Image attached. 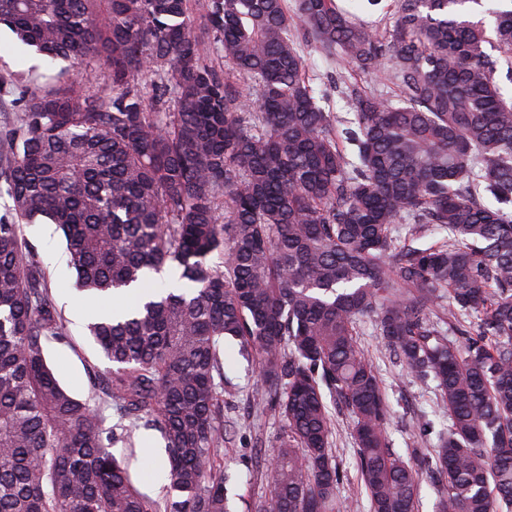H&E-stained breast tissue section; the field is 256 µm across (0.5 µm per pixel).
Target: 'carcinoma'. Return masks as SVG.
<instances>
[{"label":"carcinoma","mask_w":512,"mask_h":512,"mask_svg":"<svg viewBox=\"0 0 512 512\" xmlns=\"http://www.w3.org/2000/svg\"><path fill=\"white\" fill-rule=\"evenodd\" d=\"M395 0L393 26L336 0H0L31 56L82 70L15 96L0 135V512H227L221 348L257 356L285 425L255 512H330L329 406L352 420L369 512H512V0ZM398 101L347 84L322 105L299 38ZM101 79L112 96L90 91ZM352 146L348 154L346 146ZM67 242L75 287L126 292L87 324L110 376L78 398L49 366L66 329L17 221ZM406 226V235L394 225ZM433 233L441 240L414 247ZM370 320L448 428L433 459L389 448L357 343ZM159 432L164 502L114 455Z\"/></svg>","instance_id":"1"}]
</instances>
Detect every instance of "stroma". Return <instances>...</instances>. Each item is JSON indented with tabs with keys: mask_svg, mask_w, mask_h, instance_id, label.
<instances>
[{
	"mask_svg": "<svg viewBox=\"0 0 512 512\" xmlns=\"http://www.w3.org/2000/svg\"><path fill=\"white\" fill-rule=\"evenodd\" d=\"M302 51L313 86L327 94L334 111H343L344 104L335 90L339 79L335 57L307 42L303 43ZM43 228L40 221L25 224L21 235L37 252L48 272L51 294L67 329L65 341L48 343V356L61 384L84 398L94 382L106 379L109 368L86 328L75 322L76 316L90 317L96 305L76 290L73 270L67 264L52 260L53 255L66 253L62 233L55 230L47 235ZM357 330L358 345L381 380L392 407L388 426L392 450L409 457L416 448H433L436 431L448 426L438 412L434 390L414 380L402 368L395 353L382 343L370 323H359ZM261 398L257 375L246 362L238 359L234 348H227L224 355V446L218 449L215 461L223 466L228 478L226 488L232 512H254V503L267 498L272 490L270 478L262 475L261 470L269 466L276 453L283 424L277 416L257 409L256 403ZM427 419L433 421L435 432L424 436L419 427ZM332 420L330 441L344 473L336 493L335 512H368L367 497L356 470L351 418L345 409L336 407L332 410ZM160 447L158 432L142 431L138 462L149 466L152 479L142 484L141 490L157 500L165 497L168 487L163 478L167 467Z\"/></svg>",
	"mask_w": 512,
	"mask_h": 512,
	"instance_id": "obj_1",
	"label": "stroma"
}]
</instances>
